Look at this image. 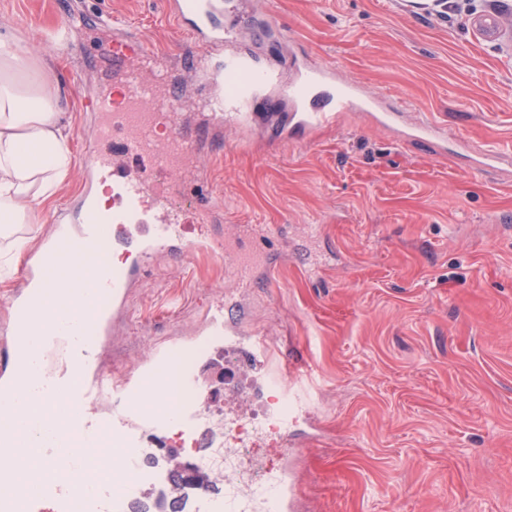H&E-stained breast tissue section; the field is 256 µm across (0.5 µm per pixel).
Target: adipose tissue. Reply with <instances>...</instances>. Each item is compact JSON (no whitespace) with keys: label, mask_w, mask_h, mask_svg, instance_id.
<instances>
[{"label":"adipose tissue","mask_w":512,"mask_h":512,"mask_svg":"<svg viewBox=\"0 0 512 512\" xmlns=\"http://www.w3.org/2000/svg\"><path fill=\"white\" fill-rule=\"evenodd\" d=\"M67 100L48 61L0 25V249L22 255L36 242L33 216L74 166Z\"/></svg>","instance_id":"obj_1"}]
</instances>
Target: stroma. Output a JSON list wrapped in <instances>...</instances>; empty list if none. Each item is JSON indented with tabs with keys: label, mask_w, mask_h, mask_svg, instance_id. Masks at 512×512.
<instances>
[{
	"label": "stroma",
	"mask_w": 512,
	"mask_h": 512,
	"mask_svg": "<svg viewBox=\"0 0 512 512\" xmlns=\"http://www.w3.org/2000/svg\"><path fill=\"white\" fill-rule=\"evenodd\" d=\"M99 7L160 56L177 54L164 0H0L25 47L59 59L76 157L90 119L76 84L96 80L107 41L88 33L77 58L54 34L71 12ZM490 9L512 19V0H472L445 18L405 0H260L224 18L231 50L284 71L302 54L448 127L437 154L365 111L283 142L252 125L225 133L184 176L187 223L210 196L221 225L261 224L288 247L278 271L240 295L238 319L314 369L296 386L303 402L288 406L315 422L311 446L284 462L257 451L297 481L293 512H512V165L481 176L466 158L512 145V50L468 25ZM226 284L223 261L159 258L100 363L128 371L172 337L189 362L225 363L198 328ZM251 377L241 371L228 397L204 372L209 409L258 414Z\"/></svg>",
	"instance_id": "35a3bbf8"
}]
</instances>
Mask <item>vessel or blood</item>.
Returning <instances> with one entry per match:
<instances>
[{
    "instance_id": "vessel-or-blood-1",
    "label": "vessel or blood",
    "mask_w": 512,
    "mask_h": 512,
    "mask_svg": "<svg viewBox=\"0 0 512 512\" xmlns=\"http://www.w3.org/2000/svg\"><path fill=\"white\" fill-rule=\"evenodd\" d=\"M165 13L181 33L207 49L206 55L190 57L187 75L203 71L220 84L226 73L245 72L250 80L232 96L215 95L209 127L189 131L179 113L183 83L168 70L148 68L154 49L114 14L96 16L95 25L113 34L118 75L113 88L84 99L91 114L85 186L75 205L57 216L44 246L27 256L24 287L8 302L11 321L27 330L52 270L68 268L74 253L91 247L101 257L90 272L96 284L94 311L74 317L71 333L53 337L45 348L29 346L20 335L0 337V454L19 461L37 447L47 458L45 465L31 468L23 485L0 471V512H179L178 500L148 499L154 467L140 450L146 439H164L173 420L192 438L205 435L201 407L208 391L196 368L169 376L180 345H160L143 372L118 383L99 370L98 347L111 320L125 317L130 289L147 277L158 253L176 261L195 254L219 258L229 267L236 289L252 287L260 266L283 261L264 226L242 224L225 232L213 224L223 208L219 201L199 207L200 223L182 222L173 200L183 192L181 176L195 163L209 129L237 130L252 120V108L260 106L279 136L293 138L336 124L344 113L370 109L377 120L398 128L402 141L438 153L448 140L447 127L427 118L403 128V110L385 109L381 97L345 81L334 67L301 65L296 78L286 83L277 70L250 55L225 54L230 32L223 22L224 0H166ZM472 26L484 42L498 45L507 38L497 12L476 16ZM503 163H512L511 151L480 148L472 158L473 170L482 174ZM104 174L117 191L118 203L109 211L100 209L94 198ZM235 317L230 299L217 300L205 315L206 335L233 337ZM234 346L236 360L224 368L228 392L236 387L238 368L261 372L275 359L272 346L260 338L235 339ZM150 389L175 394L174 413L146 403L144 394ZM106 391L112 394L108 412L99 406ZM25 402L67 407L36 446L17 425V409ZM192 512L241 508L218 495L211 482L197 487Z\"/></svg>"
}]
</instances>
